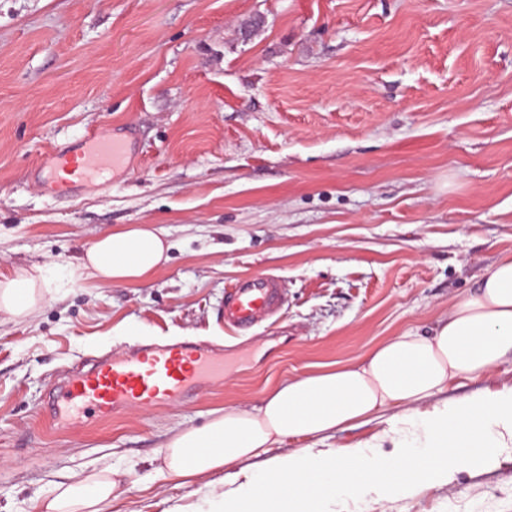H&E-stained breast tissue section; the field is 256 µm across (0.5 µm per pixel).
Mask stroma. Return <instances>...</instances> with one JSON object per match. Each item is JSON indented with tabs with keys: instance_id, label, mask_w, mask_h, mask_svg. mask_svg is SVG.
Segmentation results:
<instances>
[{
	"instance_id": "obj_1",
	"label": "stroma",
	"mask_w": 512,
	"mask_h": 512,
	"mask_svg": "<svg viewBox=\"0 0 512 512\" xmlns=\"http://www.w3.org/2000/svg\"><path fill=\"white\" fill-rule=\"evenodd\" d=\"M261 24L249 37L241 29ZM94 131L135 143L67 190L41 164ZM162 227L139 284L66 278L83 247ZM512 251V0H0V272L48 265L32 314H0V512L112 465L138 489L105 512H165L174 427L426 333ZM267 271L284 304L238 332L219 313ZM215 345L193 399L62 426L52 393L98 358ZM367 512H512V458Z\"/></svg>"
}]
</instances>
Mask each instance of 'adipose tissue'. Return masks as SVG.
<instances>
[{
	"label": "adipose tissue",
	"mask_w": 512,
	"mask_h": 512,
	"mask_svg": "<svg viewBox=\"0 0 512 512\" xmlns=\"http://www.w3.org/2000/svg\"><path fill=\"white\" fill-rule=\"evenodd\" d=\"M169 249L161 230L132 224L95 239L79 269L101 285L140 283L168 262ZM48 290L42 267L0 273V313H31ZM509 359L512 253L457 297L430 333L391 337L357 358L278 383L257 406H227L203 426L173 429L156 474L197 484L201 502L168 512H353L373 499L403 501L426 482L493 468L512 451V386L450 401L444 394L458 378ZM374 422L381 429L368 440L323 445L336 432ZM289 439L300 448L280 453ZM121 484L120 472L106 466L57 484L33 509L103 512Z\"/></svg>",
	"instance_id": "1"
}]
</instances>
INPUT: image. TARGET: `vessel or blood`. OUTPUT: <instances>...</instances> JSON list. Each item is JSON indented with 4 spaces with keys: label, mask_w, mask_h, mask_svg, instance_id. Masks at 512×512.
<instances>
[{
    "label": "vessel or blood",
    "mask_w": 512,
    "mask_h": 512,
    "mask_svg": "<svg viewBox=\"0 0 512 512\" xmlns=\"http://www.w3.org/2000/svg\"><path fill=\"white\" fill-rule=\"evenodd\" d=\"M124 154L122 146L93 133L87 136L82 152L59 155L56 165L87 182L97 167L117 161ZM282 303L278 277L257 273L232 286L221 314L225 325L245 330L272 318ZM223 374V356L195 344H177L146 353L133 349L101 358L89 371L73 375L53 400L52 415L66 423L75 412L103 419L119 411L177 404Z\"/></svg>",
    "instance_id": "1"
}]
</instances>
